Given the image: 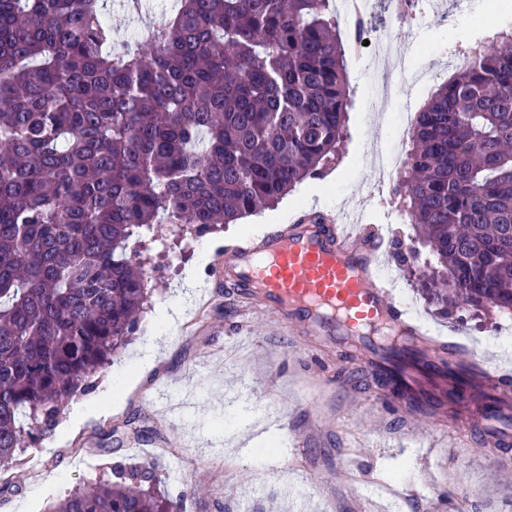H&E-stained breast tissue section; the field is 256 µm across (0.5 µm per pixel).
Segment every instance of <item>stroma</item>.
Returning a JSON list of instances; mask_svg holds the SVG:
<instances>
[{"label": "stroma", "instance_id": "1", "mask_svg": "<svg viewBox=\"0 0 512 512\" xmlns=\"http://www.w3.org/2000/svg\"><path fill=\"white\" fill-rule=\"evenodd\" d=\"M386 29L395 55L432 70L433 80L410 89L420 106L447 79L465 50L498 31H512V0L444 23L406 14L392 18L377 0L369 21ZM352 87L347 135L340 158L322 176L306 180L275 209L238 224H217L201 243L168 231L145 234L137 245L148 275L151 304L127 347L93 377L94 388L69 402L49 440L19 460L0 466V512H47L109 467L153 464L158 491L181 499L183 512H512V489L489 473L512 466V447L498 455L480 443L487 432L450 425L448 416L426 419L387 409L384 397L365 389L354 362L335 349L305 350L278 318L245 305L227 292L214 268L219 247L262 233L308 210L354 204L375 181L371 147L408 151L410 136L375 121V92L362 75L358 53L348 49ZM415 256L398 269L397 293L433 328L460 330L462 358L512 367V317L495 314L456 322L434 315L420 298ZM281 417L288 428L275 460L228 447L224 430L246 432L250 415ZM141 432L134 450L124 440ZM164 436L174 458L158 457L153 442Z\"/></svg>", "mask_w": 512, "mask_h": 512}]
</instances>
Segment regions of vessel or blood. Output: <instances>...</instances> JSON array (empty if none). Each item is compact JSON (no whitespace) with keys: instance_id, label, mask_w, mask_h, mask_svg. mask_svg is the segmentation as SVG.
<instances>
[{"instance_id":"obj_1","label":"vessel or blood","mask_w":512,"mask_h":512,"mask_svg":"<svg viewBox=\"0 0 512 512\" xmlns=\"http://www.w3.org/2000/svg\"><path fill=\"white\" fill-rule=\"evenodd\" d=\"M385 236L352 210L336 214L303 212L291 223L269 227L261 236L226 246L218 270L227 287L247 304L267 309L291 333L321 344L328 327L366 335L378 328L411 336L435 369L455 361L457 344H443L393 294V275L384 266ZM486 391L508 374L472 363Z\"/></svg>"}]
</instances>
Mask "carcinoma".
Masks as SVG:
<instances>
[{
	"label": "carcinoma",
	"instance_id": "cac0c4a2",
	"mask_svg": "<svg viewBox=\"0 0 512 512\" xmlns=\"http://www.w3.org/2000/svg\"><path fill=\"white\" fill-rule=\"evenodd\" d=\"M108 0H0V460L52 434L150 303L134 244L154 226L233 224L339 158L351 89L330 0H177L148 54L112 49ZM475 45L417 111L394 193L429 253L437 314L512 315V32ZM367 388L390 394L376 366ZM438 393L397 411L484 414ZM154 468L51 512H179Z\"/></svg>",
	"mask_w": 512,
	"mask_h": 512
}]
</instances>
